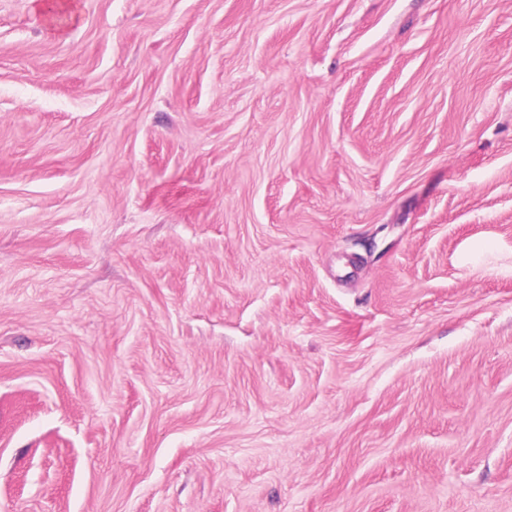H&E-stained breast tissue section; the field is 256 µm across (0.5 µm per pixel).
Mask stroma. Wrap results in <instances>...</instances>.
<instances>
[{
  "instance_id": "1",
  "label": "stroma",
  "mask_w": 512,
  "mask_h": 512,
  "mask_svg": "<svg viewBox=\"0 0 512 512\" xmlns=\"http://www.w3.org/2000/svg\"><path fill=\"white\" fill-rule=\"evenodd\" d=\"M0 0V512H512V0Z\"/></svg>"
}]
</instances>
